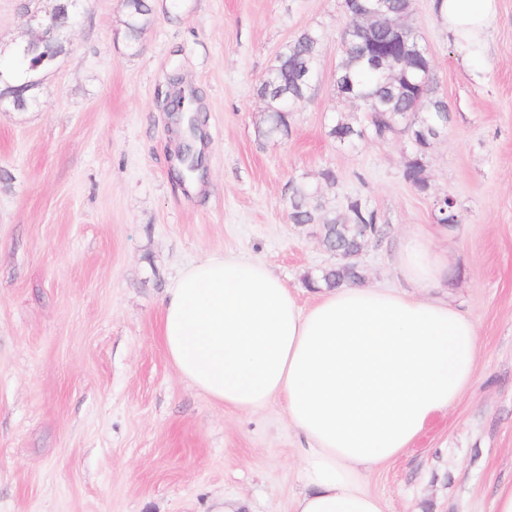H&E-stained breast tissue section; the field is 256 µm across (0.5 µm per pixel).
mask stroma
<instances>
[{
  "label": "stroma",
  "mask_w": 512,
  "mask_h": 512,
  "mask_svg": "<svg viewBox=\"0 0 512 512\" xmlns=\"http://www.w3.org/2000/svg\"><path fill=\"white\" fill-rule=\"evenodd\" d=\"M55 0H0V60L35 35ZM152 22L129 50L124 0H82L71 52L42 75L38 101L0 112V512H290L302 493L285 404L225 409L178 373L160 337L161 303L209 257L263 260L302 307L308 277L336 264L316 226L290 223L291 183L327 207L358 198L384 226L358 258L362 286L448 300L479 331L475 375L403 455L375 468L387 512H493L512 484V0H496L486 52L462 61L434 10L412 0L448 124L427 153V187L403 172L395 132L350 144L337 120L365 126L341 97L343 0H148ZM322 35L319 77L265 138L258 88L282 47ZM195 89L206 173L178 183L179 134L168 79ZM334 169L338 182L323 185ZM456 200L445 230L434 203ZM428 235L448 261L419 287L398 264Z\"/></svg>",
  "instance_id": "stroma-1"
}]
</instances>
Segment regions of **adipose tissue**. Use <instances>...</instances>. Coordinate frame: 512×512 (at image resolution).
I'll use <instances>...</instances> for the list:
<instances>
[{
  "instance_id": "adipose-tissue-1",
  "label": "adipose tissue",
  "mask_w": 512,
  "mask_h": 512,
  "mask_svg": "<svg viewBox=\"0 0 512 512\" xmlns=\"http://www.w3.org/2000/svg\"><path fill=\"white\" fill-rule=\"evenodd\" d=\"M495 0H440L461 58L481 55ZM400 265L418 284L447 266L427 239ZM161 336L181 375L225 408L284 398L306 440V492L292 512H386L367 490L372 468L403 454L471 383L478 328L449 302L384 288L323 290L302 309L264 263L208 258L183 272L162 304Z\"/></svg>"
}]
</instances>
